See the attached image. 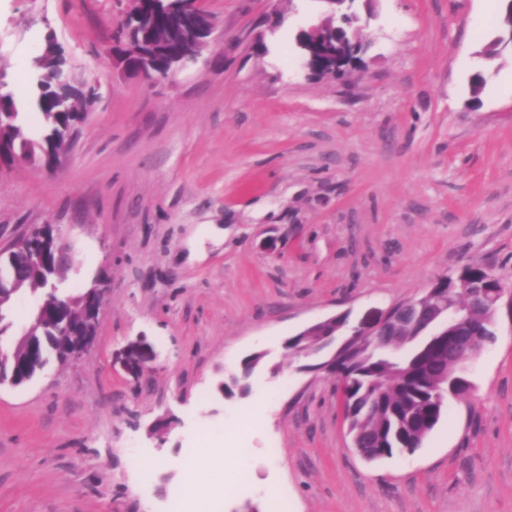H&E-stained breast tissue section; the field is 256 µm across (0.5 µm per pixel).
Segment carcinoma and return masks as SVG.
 I'll use <instances>...</instances> for the list:
<instances>
[{
  "mask_svg": "<svg viewBox=\"0 0 512 512\" xmlns=\"http://www.w3.org/2000/svg\"><path fill=\"white\" fill-rule=\"evenodd\" d=\"M141 35L156 49L168 51L162 43L160 19H148ZM37 71L43 85L33 89L30 103L41 120V137L36 140L25 134L18 112L0 118L5 140L33 163L44 159L87 108V101L81 98L74 111H56L53 70L49 65H39ZM67 271L50 247L37 262L20 247L0 254V337L12 327L7 318L17 294H31L42 305L31 328L30 350L17 351L0 362L1 381L21 387L51 363L70 362L64 348L78 339L61 329L60 324H83L87 310L78 302H64L69 296L62 288ZM396 314L385 343L371 346L351 340L336 360L334 376L341 386L345 420L363 454L373 461L414 452L446 412V405L436 398V391L448 376V356L440 353L445 336L443 324L435 315L421 319L416 312L401 307ZM488 314L486 308L471 309L453 332L467 336L470 347L479 349L492 341L494 334L487 326Z\"/></svg>",
  "mask_w": 512,
  "mask_h": 512,
  "instance_id": "cac0c4a2",
  "label": "carcinoma"
}]
</instances>
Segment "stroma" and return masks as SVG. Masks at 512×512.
Returning <instances> with one entry per match:
<instances>
[{"instance_id":"stroma-1","label":"stroma","mask_w":512,"mask_h":512,"mask_svg":"<svg viewBox=\"0 0 512 512\" xmlns=\"http://www.w3.org/2000/svg\"><path fill=\"white\" fill-rule=\"evenodd\" d=\"M202 5L209 48L150 83L112 63L133 0H0V90L26 108L51 36L90 95L58 170L0 163V248L59 225L65 288L107 290L87 354L0 387V512H167L201 430L247 458L214 512H276L281 494L288 512H512L511 304L465 400L375 463L351 446L334 376L285 347L468 265L512 294V54H484L505 0H356L364 50L341 78L295 60L322 0ZM255 352L281 375L222 395Z\"/></svg>"}]
</instances>
